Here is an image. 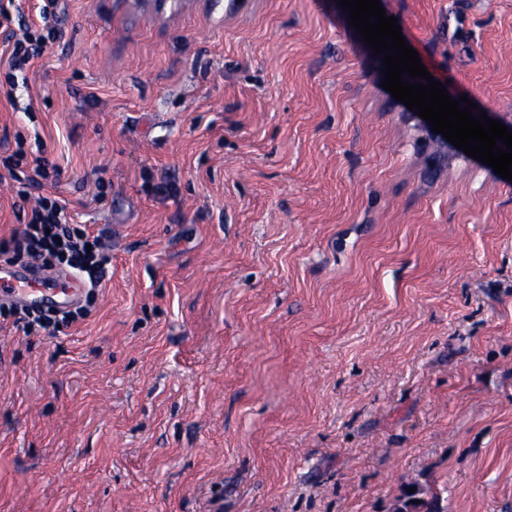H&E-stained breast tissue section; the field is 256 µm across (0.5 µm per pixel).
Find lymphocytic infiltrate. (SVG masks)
Here are the masks:
<instances>
[{"mask_svg":"<svg viewBox=\"0 0 512 512\" xmlns=\"http://www.w3.org/2000/svg\"><path fill=\"white\" fill-rule=\"evenodd\" d=\"M57 38L54 29L27 28L13 42L6 63L9 71L23 70L31 60L41 56L47 45ZM60 169L43 155L28 158L24 141H17L15 150L0 158V179L11 180L17 197L30 202L26 224L0 241V258L17 262L23 259L41 262L43 267H61L77 275L88 276L91 285H98L111 256L99 236L91 234L86 225L75 223L64 199L43 195L30 199L32 187L54 185ZM88 306L76 305L69 311L53 309L27 310L15 305H0V325H9L30 335L58 325H71L86 318Z\"/></svg>","mask_w":512,"mask_h":512,"instance_id":"f902f5d3","label":"lymphocytic infiltrate"}]
</instances>
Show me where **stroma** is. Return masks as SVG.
I'll return each instance as SVG.
<instances>
[{
    "label": "stroma",
    "instance_id": "1",
    "mask_svg": "<svg viewBox=\"0 0 512 512\" xmlns=\"http://www.w3.org/2000/svg\"><path fill=\"white\" fill-rule=\"evenodd\" d=\"M382 6L512 123V0ZM50 24L0 155L42 138L112 263L85 321L0 331V512H512V182L382 88L337 0Z\"/></svg>",
    "mask_w": 512,
    "mask_h": 512
}]
</instances>
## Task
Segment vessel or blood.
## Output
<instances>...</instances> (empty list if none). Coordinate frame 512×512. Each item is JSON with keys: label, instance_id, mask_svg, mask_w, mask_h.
Returning a JSON list of instances; mask_svg holds the SVG:
<instances>
[{"label": "vessel or blood", "instance_id": "vessel-or-blood-1", "mask_svg": "<svg viewBox=\"0 0 512 512\" xmlns=\"http://www.w3.org/2000/svg\"><path fill=\"white\" fill-rule=\"evenodd\" d=\"M83 292V284L68 271H48L33 263H0V297L21 306L65 311L80 300Z\"/></svg>", "mask_w": 512, "mask_h": 512}]
</instances>
